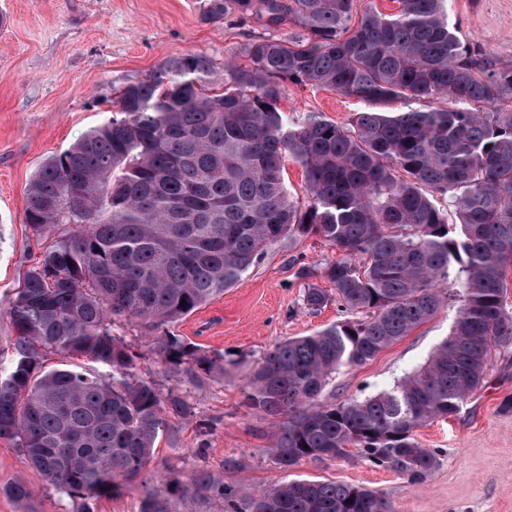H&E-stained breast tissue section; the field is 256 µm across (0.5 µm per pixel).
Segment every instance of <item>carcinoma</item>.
Masks as SVG:
<instances>
[{"label": "carcinoma", "mask_w": 512, "mask_h": 512, "mask_svg": "<svg viewBox=\"0 0 512 512\" xmlns=\"http://www.w3.org/2000/svg\"><path fill=\"white\" fill-rule=\"evenodd\" d=\"M399 4L392 16H359L356 0H210L212 19L264 16L298 31L246 44L247 62H224L220 93L203 53L124 84L115 115L31 179L24 223L74 232L41 253L8 308L16 336L0 374V440L77 512H96L97 498L138 478L169 418L190 414L179 393L134 377L119 320L136 321L165 365L200 382L222 356L171 326L282 237L316 236L343 254L323 271L331 288L306 290L310 310L334 301L360 314L280 342L249 376L246 403L273 419L271 452L284 470L354 448L423 482L438 457L415 430L456 414L492 352L512 349V63L462 42L445 0ZM289 82L371 108L348 128L319 112L290 121L279 107ZM421 100L440 105L412 107ZM396 102L406 109H383ZM289 155L304 170L302 204L282 178ZM449 279L459 314L424 365L372 397L315 403L338 368L372 360L431 319ZM46 351L87 365L47 370ZM189 495L224 512H388L361 486L291 480L254 495L208 471L145 488L140 512H178Z\"/></svg>", "instance_id": "obj_1"}]
</instances>
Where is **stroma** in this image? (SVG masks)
I'll list each match as a JSON object with an SVG mask.
<instances>
[{"label": "stroma", "mask_w": 512, "mask_h": 512, "mask_svg": "<svg viewBox=\"0 0 512 512\" xmlns=\"http://www.w3.org/2000/svg\"><path fill=\"white\" fill-rule=\"evenodd\" d=\"M208 0H0V371L10 367L16 331L6 314L24 273L71 225L37 235L24 224L31 178L112 114L115 88L144 78L166 60L209 56L216 76L266 30L253 19L206 17ZM448 23L461 40L512 62V0H447ZM279 106L288 117L322 113L348 125L366 104L327 88L287 84ZM338 252L317 237L284 238L223 296L179 321L176 335L223 355V372L201 384L169 372L138 325H125L136 352L137 376L187 395L192 415L173 418L149 466L119 495L99 498L96 512H140L145 486L206 469L252 492L291 479L332 480L379 492L390 512H512V350L494 352L485 378L460 411L417 428L415 438L435 451L438 467L422 482L361 460L307 462L282 470L270 451L271 421L249 408L243 391L257 360L278 342L304 336L347 315L336 303L320 311L303 302L309 285L325 287L323 268ZM437 314L362 365L341 367L319 396L322 403L362 400L390 389L425 364L450 333L459 301L453 284L440 286ZM26 481L19 501L5 486ZM76 505L33 473L18 448L0 440V512H75Z\"/></svg>", "instance_id": "obj_1"}]
</instances>
